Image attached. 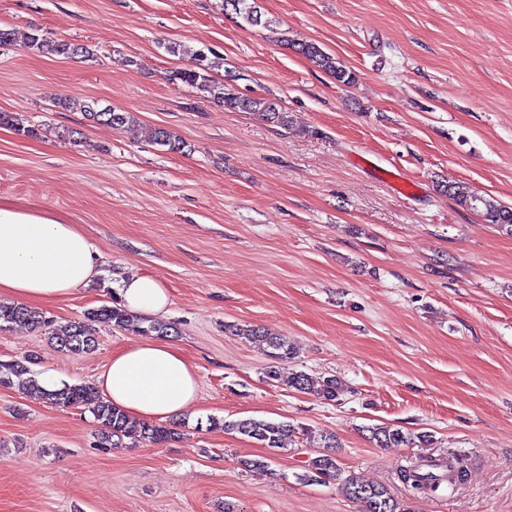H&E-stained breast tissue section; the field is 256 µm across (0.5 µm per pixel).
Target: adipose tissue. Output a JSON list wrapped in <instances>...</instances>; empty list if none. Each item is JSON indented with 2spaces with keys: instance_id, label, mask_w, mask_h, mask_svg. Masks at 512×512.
<instances>
[{
  "instance_id": "1",
  "label": "adipose tissue",
  "mask_w": 512,
  "mask_h": 512,
  "mask_svg": "<svg viewBox=\"0 0 512 512\" xmlns=\"http://www.w3.org/2000/svg\"><path fill=\"white\" fill-rule=\"evenodd\" d=\"M98 257L78 226L54 211L0 202V297L36 302L67 296L95 277ZM119 296L129 311L153 316L170 303L167 290L147 275L124 279ZM97 384L113 404L145 420L185 411L198 389L194 368L160 341L115 352Z\"/></svg>"
}]
</instances>
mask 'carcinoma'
Wrapping results in <instances>:
<instances>
[{
	"label": "carcinoma",
	"mask_w": 512,
	"mask_h": 512,
	"mask_svg": "<svg viewBox=\"0 0 512 512\" xmlns=\"http://www.w3.org/2000/svg\"><path fill=\"white\" fill-rule=\"evenodd\" d=\"M225 14L242 19L250 26L262 24V13L258 0H222ZM26 47L36 53L49 56L74 58L86 52V49L69 40L50 35L39 27L30 28L26 35ZM295 50L312 61L317 67L332 75L336 81L349 85L354 83L355 74L340 59L323 51L310 42L295 45ZM173 54L187 56L190 65L178 67L170 72V80L181 82L196 89L213 103L226 109L242 112H254L265 120L290 127L291 119L282 106L267 98L248 97L234 88L218 82L209 75L203 65L204 55L199 51L187 50L177 46L168 47ZM57 106L64 109L76 108L90 118L110 124L122 131H131L138 126L135 115L131 112H114L107 105L103 108L95 103L60 100ZM10 126L19 134L33 137L37 130L23 125L21 119L9 112H0V126ZM148 140L169 151H180L184 144L172 131L165 128H151ZM445 192L463 208L478 211L485 221L512 234V207L507 206L491 196L477 195L456 184L445 186ZM110 324L121 331L145 336L167 337L174 327L165 322L147 320L133 315L124 309L117 297H112V304H103L85 313L83 321H69L65 324H53L43 312L24 305L0 302V332L7 331L15 325H23L33 331H43L48 339L63 351L79 354L95 345L91 323ZM231 329L236 335L265 345L269 349V357L273 365L266 370L271 380L278 379L277 365L286 364L295 358L293 347L283 336H269L259 328L233 325ZM38 364V357L29 354L21 360L0 362V387L17 388L21 391H36L48 403L56 407L83 408L88 410L99 424V446L112 447L127 444L131 447L141 443L159 445L174 438L173 429L149 421L135 420L124 410L114 406L110 401L97 395V389L88 384H67L53 390H46L36 379L32 366ZM288 387L304 394L316 395L324 401L336 402L347 391L346 385L336 376H313L303 371H296L288 377ZM210 425L226 431L239 433L260 442L266 448H281L285 440H293L296 434L306 428L289 421H267L255 418L237 421L211 420ZM369 440L379 448H411L417 444L427 446L432 442V435H417L390 426L367 428ZM450 468L453 482L457 483L467 476V464L460 455L450 452L444 458ZM341 469L335 456L321 453L308 461V472L304 478L309 481L337 480ZM401 481L413 490L425 493L437 487L439 474L433 471L420 473V464L412 461L399 470ZM343 489L349 498L360 507L359 512H410L398 501L390 489L381 483H372L350 475L343 479Z\"/></svg>",
	"instance_id": "carcinoma-1"
}]
</instances>
